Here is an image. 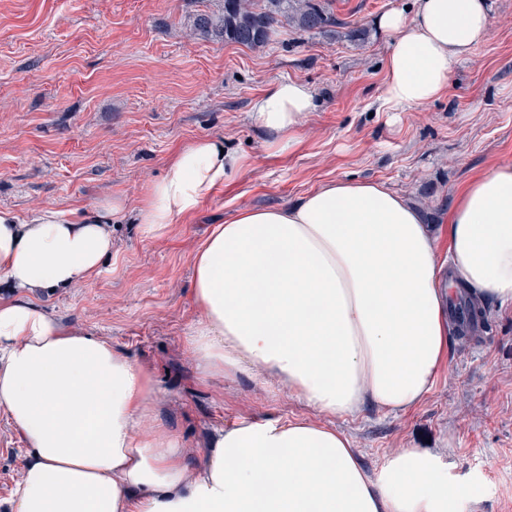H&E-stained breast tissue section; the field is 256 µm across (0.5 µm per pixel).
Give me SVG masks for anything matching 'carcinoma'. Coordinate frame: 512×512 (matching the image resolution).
Here are the masks:
<instances>
[{
  "label": "carcinoma",
  "instance_id": "1",
  "mask_svg": "<svg viewBox=\"0 0 512 512\" xmlns=\"http://www.w3.org/2000/svg\"><path fill=\"white\" fill-rule=\"evenodd\" d=\"M283 22L309 34L332 32L340 26L332 0H224L222 13L197 15L194 29L226 43L254 48L267 43Z\"/></svg>",
  "mask_w": 512,
  "mask_h": 512
}]
</instances>
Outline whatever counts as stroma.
Listing matches in <instances>:
<instances>
[{
	"instance_id": "stroma-1",
	"label": "stroma",
	"mask_w": 512,
	"mask_h": 512,
	"mask_svg": "<svg viewBox=\"0 0 512 512\" xmlns=\"http://www.w3.org/2000/svg\"><path fill=\"white\" fill-rule=\"evenodd\" d=\"M413 0H333L353 43L278 27L246 48L193 30L224 0H0V207L82 217L124 201L112 257L90 283L40 296L63 326L112 341L152 374L160 403L144 425L183 442L195 465L213 430L242 418L307 419L342 431L368 474L408 448L440 455L469 493L463 512H512V307L484 304L482 332L450 336L427 398L404 413L365 406L318 413L276 378L212 375L187 348L197 316L191 255L213 225L245 208L297 201L332 179L382 182L420 207L447 245L464 186L512 162V0H492L486 41L454 68L437 101L381 107L387 38L375 19ZM297 79L316 106L288 151L252 118L272 83ZM223 139L237 170L197 210L146 238L136 208L179 148ZM24 468L0 414V512Z\"/></svg>"
}]
</instances>
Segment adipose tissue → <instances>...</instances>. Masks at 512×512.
<instances>
[{"label": "adipose tissue", "instance_id": "1", "mask_svg": "<svg viewBox=\"0 0 512 512\" xmlns=\"http://www.w3.org/2000/svg\"><path fill=\"white\" fill-rule=\"evenodd\" d=\"M490 17V0H415L412 14H381L387 110L440 98L454 64L488 38ZM314 107L311 88L288 79L252 111L284 151ZM223 147L198 139L146 186L137 219L148 234L223 186L238 163ZM124 216L118 200L82 219L0 208V279L15 292L0 303V413L25 448L12 512H461L440 457L407 449L371 476L342 432L305 419L217 428L196 467L172 433L142 434L159 402L149 370L37 300L97 276ZM449 224L443 248L416 205L356 179L240 210L191 257L198 317L188 347L214 374H274L324 414L411 410L448 355L441 255L472 298L512 306V163L472 178Z\"/></svg>", "mask_w": 512, "mask_h": 512}]
</instances>
